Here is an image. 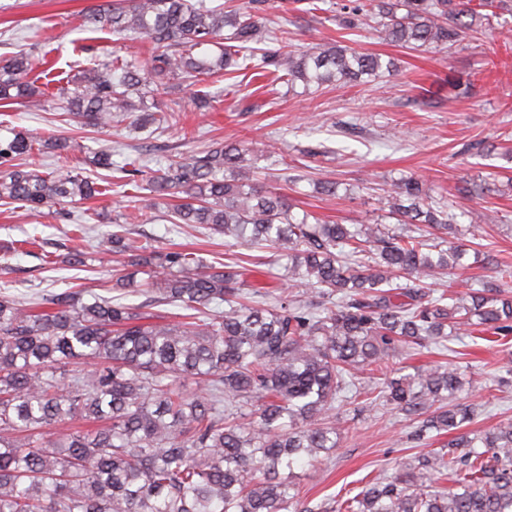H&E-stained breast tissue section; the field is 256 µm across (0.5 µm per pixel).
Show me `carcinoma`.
I'll return each instance as SVG.
<instances>
[{"mask_svg":"<svg viewBox=\"0 0 512 512\" xmlns=\"http://www.w3.org/2000/svg\"><path fill=\"white\" fill-rule=\"evenodd\" d=\"M266 0L224 10L203 0H106L86 23L152 45L151 66L125 58L84 70L59 88L62 110L94 126L139 127L174 117L152 112L142 89L155 77L205 82L269 68L293 84H347L391 68L379 54L327 44L300 52L288 27L263 24ZM343 29L370 20L394 44L452 49L504 0H352ZM33 54L0 64V101L42 106L29 80ZM42 140H0V201L34 211L102 193L79 171L39 173L13 161ZM247 148L223 145L175 157L148 175L151 192L182 201L174 224H200L288 263L276 290L245 287L236 266L193 252L137 244L128 229L104 241L113 287L145 297L130 305L85 290L28 300L0 296V512H322L285 472L334 454L349 431L337 404L358 374L383 369L413 346L440 344L473 326L512 334V297L425 290L422 281L463 267L446 249L454 215L410 177L388 191L399 229L298 218L286 195L242 172ZM304 287L301 299L288 289ZM200 392L190 394L184 382ZM456 368L392 377L368 400L423 417L417 439L458 432L448 447L376 475L334 512H512V421L470 434ZM448 479V486L439 482Z\"/></svg>","mask_w":512,"mask_h":512,"instance_id":"1","label":"carcinoma"}]
</instances>
